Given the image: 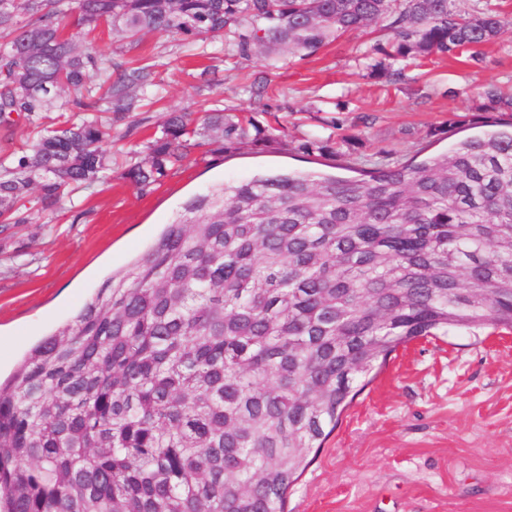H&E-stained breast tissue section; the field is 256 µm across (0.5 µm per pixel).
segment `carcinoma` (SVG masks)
I'll list each match as a JSON object with an SVG mask.
<instances>
[{"label": "carcinoma", "mask_w": 512, "mask_h": 512, "mask_svg": "<svg viewBox=\"0 0 512 512\" xmlns=\"http://www.w3.org/2000/svg\"><path fill=\"white\" fill-rule=\"evenodd\" d=\"M107 29L201 41L224 32L268 61L387 22L392 59L474 50L512 30L453 0H0V117L70 112L31 154L0 157V223L26 224L105 179L101 114L140 107L154 64L112 79L81 48ZM71 89L75 98L59 101ZM484 109L512 112L498 88ZM171 113L124 176L147 185L246 116ZM410 163L356 177L279 173L186 202L138 261L0 384L3 512H286L288 490L354 388L416 338L512 329V117Z\"/></svg>", "instance_id": "cac0c4a2"}]
</instances>
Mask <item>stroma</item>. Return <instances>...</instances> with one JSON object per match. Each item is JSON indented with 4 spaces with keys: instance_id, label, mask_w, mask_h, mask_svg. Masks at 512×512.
<instances>
[{
    "instance_id": "obj_1",
    "label": "stroma",
    "mask_w": 512,
    "mask_h": 512,
    "mask_svg": "<svg viewBox=\"0 0 512 512\" xmlns=\"http://www.w3.org/2000/svg\"><path fill=\"white\" fill-rule=\"evenodd\" d=\"M385 24L347 32L312 54L281 50L277 65L151 33L137 45L113 32L98 41L113 73L153 57L157 101L113 122L102 148L112 179L65 194L28 224H0V378L31 348L71 324L112 273L141 257L196 194L257 173L348 174L366 156L407 161L475 135L486 85L512 97V34L469 54L415 64L376 53ZM382 63L386 76L373 75ZM248 112L276 128L269 145L191 150L161 182L136 186L139 160L167 112L202 122V104ZM323 149L303 153L301 144ZM288 512H512V331L463 328L397 348L342 413L315 460L289 490Z\"/></svg>"
}]
</instances>
